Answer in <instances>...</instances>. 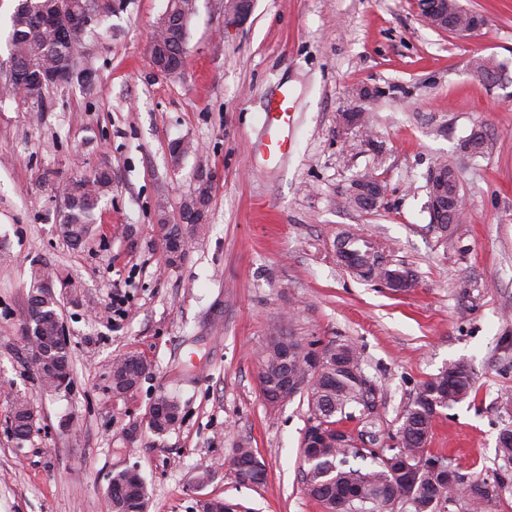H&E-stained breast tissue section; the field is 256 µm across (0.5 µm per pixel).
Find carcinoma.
I'll use <instances>...</instances> for the list:
<instances>
[{
    "mask_svg": "<svg viewBox=\"0 0 512 512\" xmlns=\"http://www.w3.org/2000/svg\"><path fill=\"white\" fill-rule=\"evenodd\" d=\"M85 0H18L11 18L9 37L11 74L10 89L25 100L43 105L54 84L44 79V70L77 66V43L63 40L50 22L62 18L74 10L82 9ZM182 4L171 3L173 19L167 27L157 48L172 54L176 63H181L183 47L187 42L189 18L183 16ZM112 185V169L108 165L99 167L89 179H75L65 188L64 207L60 212L58 233L72 247L80 248L88 242L96 224V210ZM184 236L183 225L170 224L163 232L161 241L170 263L181 260L182 253L173 247V240ZM376 251L370 242L364 243V252L356 262L357 270L367 277H374ZM59 301L54 296L47 298L28 297V316L32 324L41 328L48 338L42 355L53 367L40 374L44 385L52 387L56 375H71L69 349L54 343L56 317ZM148 370V364L138 355H128L112 364V393L124 395L134 391ZM302 376L305 374L303 360L294 356L283 359L277 345H267L260 371V386L265 397H273L284 373ZM438 386L447 390V404L457 403L468 397L472 390V375L467 364L455 362L448 369L422 384L428 390ZM157 413L150 426L162 434L179 417L175 401L158 397ZM311 417L323 433L335 436L336 423L361 407L367 411L375 407V387L361 386L352 380L343 369H332L331 373L309 381L308 392ZM33 408L26 399H18L12 408V430L17 438L27 436L32 427ZM433 407L415 399L404 413L398 431V445L383 448L376 453L371 448L338 447L328 442L315 449V459L308 464L305 475V490L312 498L328 507L336 505L335 512H439L440 506L448 505V512L458 506L466 512H486L487 505L499 497L502 486L485 479H472L467 492L457 494V489L448 482L444 472L429 465L432 457L426 454L425 445L433 425ZM371 458L368 469L353 468L348 458ZM425 460L417 481L409 486L400 483L399 470L403 461L416 464V459ZM113 512H145L148 501L142 479H133L128 472L121 471L112 477L110 492Z\"/></svg>",
    "mask_w": 512,
    "mask_h": 512,
    "instance_id": "1",
    "label": "carcinoma"
}]
</instances>
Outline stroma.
<instances>
[{"label":"stroma","mask_w":512,"mask_h":512,"mask_svg":"<svg viewBox=\"0 0 512 512\" xmlns=\"http://www.w3.org/2000/svg\"><path fill=\"white\" fill-rule=\"evenodd\" d=\"M484 27L461 37L431 28L419 0H254L245 20L224 0H196L184 66L168 76L147 47L167 0H120L78 46L92 85L51 91L44 106L0 96V512H112L119 471L145 481L148 512H324L304 492L307 393L277 406L261 392L260 350L274 336L326 349L354 344L376 389L375 410L347 429L361 448H392L423 382L449 363L473 371L472 393L440 409L426 444L465 476L504 484L487 512H512V464L497 440L512 429V82L470 70L478 56L512 66V0H459ZM295 101L293 147L265 163L263 92ZM344 112L363 125L342 127ZM480 156L463 153L473 130ZM185 140L199 154L172 160ZM457 168L467 214L430 222L428 175ZM218 174L206 230L185 232L170 264L161 221L174 224L198 164ZM112 168L96 230L71 247L57 225L64 187ZM373 174L371 210L349 201ZM372 242L411 288L343 269L338 236ZM61 273L72 383L43 388L23 335L33 271ZM121 296L127 313L112 311ZM137 354L149 370L124 396L112 363ZM36 414L26 440L14 396ZM180 407L164 434L153 401ZM252 448L261 481L240 483L235 448ZM384 193V187L380 180L371 174H366L353 184L350 202L359 209H372L378 204Z\"/></svg>","instance_id":"1"}]
</instances>
